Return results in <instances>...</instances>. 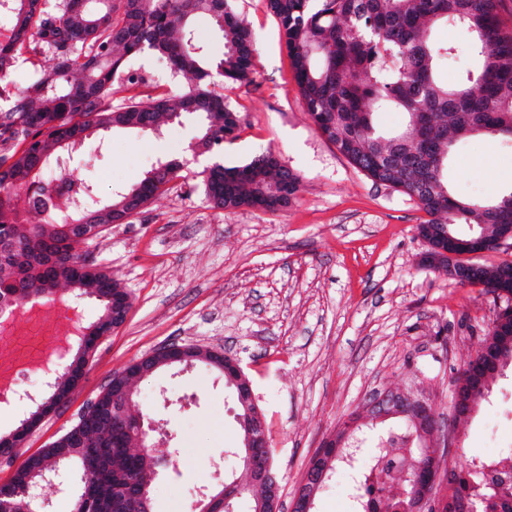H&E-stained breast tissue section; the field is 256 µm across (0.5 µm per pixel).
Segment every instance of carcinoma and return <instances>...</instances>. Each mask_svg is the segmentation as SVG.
<instances>
[{
  "label": "carcinoma",
  "mask_w": 512,
  "mask_h": 512,
  "mask_svg": "<svg viewBox=\"0 0 512 512\" xmlns=\"http://www.w3.org/2000/svg\"><path fill=\"white\" fill-rule=\"evenodd\" d=\"M499 0H267L278 20L288 50L295 86L314 125L328 141L374 184L415 200L427 224H446L453 235L459 226L482 224L495 238L512 225V188L492 199L459 195L448 184V160L458 145L480 135L512 141V28L503 25ZM0 13L11 20L9 46L0 49V90L10 91L0 108V237L25 241L21 255L33 270L26 289L12 285L14 266L0 258V298L41 293L38 284H77L76 293L93 290L105 315L120 284L106 270L85 274L81 255L54 223L31 225L29 216L43 218L55 206L50 190L68 179L50 177L57 158L71 152L73 141H86L98 131L132 130L159 140L162 119L198 122L196 147L210 154L224 152V141L239 126L236 112L224 98V84L241 82L252 73L254 41L231 10L228 0H0ZM204 14L224 38V52L215 55L196 34L193 18ZM440 27L467 34L463 52L469 66L450 85L440 77L457 47L439 41ZM50 54L49 75L24 87L14 85L13 72L24 55ZM146 52L166 59L183 82L177 95L162 93L145 99L128 97L112 107V95L136 84L128 64ZM397 111L405 123L380 129L379 112ZM181 177L180 166L164 155L155 158L139 183L116 187L102 196L82 181L68 198V215L82 221L96 215L108 224H122L134 215L126 197L143 204L170 190ZM202 185L215 209L255 208L277 212L293 205L301 176L272 159V153L241 165L216 160L203 170ZM58 260L49 263L42 254ZM475 280L486 287L512 283V262L482 264ZM138 372L129 366L114 376L113 385H137ZM112 393L101 410L90 413L78 430H70L43 448L19 470L17 500L29 473L47 476L76 465L90 470L83 485L98 512H123L117 489L129 480L152 483L147 456L132 453L138 436L134 425L112 427L106 418ZM373 441L371 464L358 457L333 462L351 479L353 512H364L370 493L372 466L383 463L390 473L400 466L399 485L411 489L413 477L430 468L416 451L420 437L410 416H396L367 430L357 427L352 448ZM453 469V494L478 472V479L497 487L512 485V471L492 463Z\"/></svg>",
  "instance_id": "1"
}]
</instances>
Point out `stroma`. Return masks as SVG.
I'll return each mask as SVG.
<instances>
[{
    "label": "stroma",
    "mask_w": 512,
    "mask_h": 512,
    "mask_svg": "<svg viewBox=\"0 0 512 512\" xmlns=\"http://www.w3.org/2000/svg\"><path fill=\"white\" fill-rule=\"evenodd\" d=\"M251 31L255 66L224 97L240 130L225 163L272 151L302 178L297 201L275 213L220 210L209 203L187 159L193 122L166 125L152 141L115 129L109 147L75 155L68 173L95 177L102 194L139 182L158 153L186 157L175 188L78 251L111 271L128 292L125 323L104 337L67 404L30 435L20 457L69 430L112 377L174 340L240 359L274 448L281 512H291L308 462L349 416L368 421V393L418 390L455 438L451 457L512 452V364L458 420L450 396L458 372L491 329L498 301L483 286H461L424 268L415 226L426 215L409 197L373 185L311 121L265 0H230ZM130 71L140 97L178 91L164 58L146 53ZM453 191L492 197L512 187V142L477 136L449 163ZM135 407L153 412L154 452L175 465L151 487L154 512H191L200 489L241 472L234 404L220 373L159 370L138 385Z\"/></svg>",
    "instance_id": "1"
}]
</instances>
